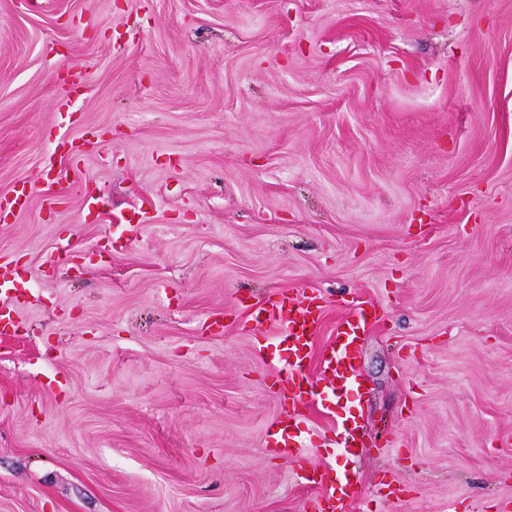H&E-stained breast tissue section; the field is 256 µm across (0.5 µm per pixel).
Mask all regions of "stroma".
<instances>
[{
  "instance_id": "obj_1",
  "label": "stroma",
  "mask_w": 512,
  "mask_h": 512,
  "mask_svg": "<svg viewBox=\"0 0 512 512\" xmlns=\"http://www.w3.org/2000/svg\"><path fill=\"white\" fill-rule=\"evenodd\" d=\"M62 132L79 179L0 228V512H303L241 328L293 290L317 346L381 311L364 448L326 412L291 439L351 475L342 512H512V0H0V196ZM57 70L60 72V85L63 88V94L57 99L56 107L57 111L56 116L59 120H66L70 117L72 109V105L75 97V79H81L80 72L75 71L72 67H70L65 59H61L59 65L57 66ZM66 111V112H63Z\"/></svg>"
}]
</instances>
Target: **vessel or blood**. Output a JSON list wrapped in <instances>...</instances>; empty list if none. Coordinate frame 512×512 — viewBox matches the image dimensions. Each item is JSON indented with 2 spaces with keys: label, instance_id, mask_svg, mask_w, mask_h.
<instances>
[{
  "label": "vessel or blood",
  "instance_id": "b4317fda",
  "mask_svg": "<svg viewBox=\"0 0 512 512\" xmlns=\"http://www.w3.org/2000/svg\"><path fill=\"white\" fill-rule=\"evenodd\" d=\"M58 70L63 93L56 107L57 117L63 121L72 108L79 73L64 62L59 63ZM35 190V185L27 183L14 195L0 198V223H6L15 207L26 203ZM322 314L318 296L284 292L271 307H256L254 319L259 324L276 322L288 344L287 366L278 374L277 390L279 401L287 405L288 412L266 427V444L287 460L294 482L311 490L312 495L305 503L307 512H340L344 502L355 494L353 480L331 477L328 471L312 466L302 449L289 446L288 433L307 425L311 411L321 405L324 393L344 392L356 385V349L376 318L371 308L365 306L348 309L338 321L333 338L316 351L312 348V339L320 331ZM336 435L345 452H353L364 445L355 417L342 416L336 425Z\"/></svg>",
  "mask_w": 512,
  "mask_h": 512
}]
</instances>
